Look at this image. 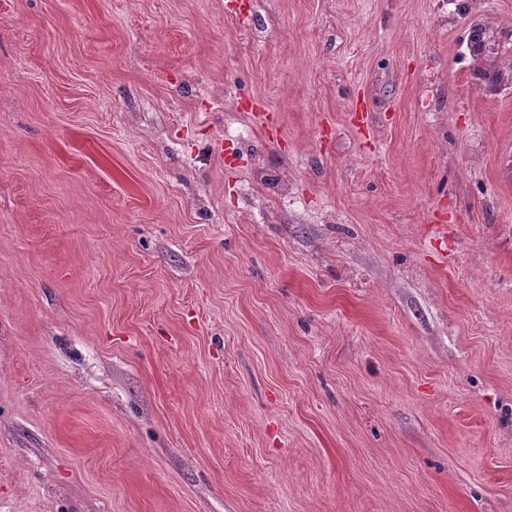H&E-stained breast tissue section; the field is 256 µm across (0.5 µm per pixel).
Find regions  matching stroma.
I'll return each instance as SVG.
<instances>
[{
	"mask_svg": "<svg viewBox=\"0 0 512 512\" xmlns=\"http://www.w3.org/2000/svg\"><path fill=\"white\" fill-rule=\"evenodd\" d=\"M465 2L0 0V512H512Z\"/></svg>",
	"mask_w": 512,
	"mask_h": 512,
	"instance_id": "obj_1",
	"label": "stroma"
}]
</instances>
